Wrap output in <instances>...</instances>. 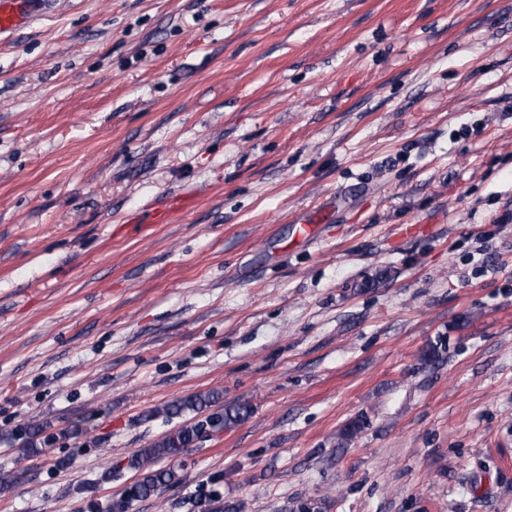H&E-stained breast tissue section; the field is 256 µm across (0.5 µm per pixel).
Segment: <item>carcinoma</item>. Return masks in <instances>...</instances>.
<instances>
[{"mask_svg":"<svg viewBox=\"0 0 512 512\" xmlns=\"http://www.w3.org/2000/svg\"><path fill=\"white\" fill-rule=\"evenodd\" d=\"M221 398V391L211 390L189 395L165 406L162 412L167 416L191 413L193 417L161 440L135 452L131 466L138 470L139 477L110 501L106 507L107 512H128L133 502L159 495L166 487L175 483L176 474L170 469L155 467L157 461L180 455L201 439L204 433L218 434L235 427L251 413V407L245 402L212 410ZM41 432V428L31 425L15 433L14 440L20 442L18 451L21 455L29 456L43 451ZM199 507L200 512H244L245 503L241 500L230 501L216 497L202 501Z\"/></svg>","mask_w":512,"mask_h":512,"instance_id":"1","label":"carcinoma"}]
</instances>
